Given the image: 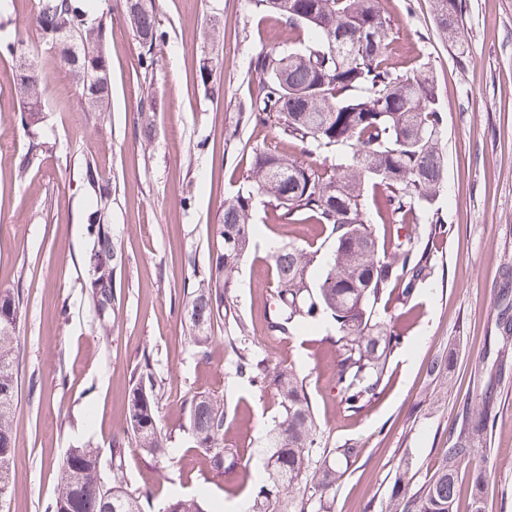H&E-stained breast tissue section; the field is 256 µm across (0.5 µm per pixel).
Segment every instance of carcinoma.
Segmentation results:
<instances>
[{"instance_id": "1", "label": "carcinoma", "mask_w": 512, "mask_h": 512, "mask_svg": "<svg viewBox=\"0 0 512 512\" xmlns=\"http://www.w3.org/2000/svg\"><path fill=\"white\" fill-rule=\"evenodd\" d=\"M251 8L272 12L288 31L313 32L298 47L263 48L251 59L256 75L246 120L272 123L281 136L304 152L345 151L351 164L327 172L304 164L287 152L253 149L247 171L251 193L224 199L215 225V255L195 275L186 293L189 339L205 356L212 344V326L226 309L224 297L248 252L255 227L253 197L268 199L288 224H318L336 234V245L324 276L316 286L307 270L317 252L294 241L281 243L272 255L275 289L265 315L270 336L331 317L338 327V354L330 368L336 398L356 415L381 393L385 365L403 338L383 329L376 308L400 289L404 299L413 295L430 268L429 254L418 246L410 225L417 213L428 214L430 230L443 224L432 209L443 184L444 118L438 108L433 71L422 68L402 74L392 58L394 42L390 18L380 0H248ZM134 40L149 46L139 53V65L153 69L157 49L164 44L156 0H121ZM461 0H429L436 30L463 58L468 45L462 38ZM33 21L41 40L53 45L60 28L71 32L78 56L60 51V62L74 75L79 94L96 102L99 120L108 119L109 89L102 79L108 64L103 42L108 26L103 18L88 22L75 0H38ZM336 55H331L330 44ZM92 52L84 54L83 46ZM16 70L15 89L22 100L20 125L29 141L20 169L31 167L43 152L44 101L32 96L33 87L46 92L24 42L0 45ZM83 182L94 192L95 221L90 250L88 288L98 316L112 310L113 273L123 262L112 227L110 179L90 158L84 161ZM372 198L376 212L398 217L388 240L389 254L368 224L365 200ZM19 295L0 291V503L9 512L14 488L11 467L16 436L13 417L19 397L15 352L20 323ZM498 333L484 339L483 358L471 399L459 405L445 446L435 449L433 471L415 483L413 463L400 462L391 484L386 512H455L459 470L479 457L482 465L470 471L467 512H488L487 483L494 461L484 447L494 423L496 386L512 366V292L500 294ZM236 354V372L261 391L276 396L281 418L263 443L266 480L255 490L247 512H331V493L357 461L355 442L327 448L307 397L305 385L293 368L270 367L236 336L227 337ZM153 359L143 355L138 379L128 392V443L140 452L161 457L168 438L159 419ZM224 400L201 393L190 400L192 447L208 457L211 466L229 470L235 455L224 447ZM123 449L115 450L112 481L105 480L94 448H70L59 466V483L48 512H146L151 493L125 490L119 476ZM166 512H202L194 498H174Z\"/></svg>"}]
</instances>
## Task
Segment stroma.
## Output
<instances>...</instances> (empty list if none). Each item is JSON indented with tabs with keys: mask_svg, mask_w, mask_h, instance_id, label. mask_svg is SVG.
Returning a JSON list of instances; mask_svg holds the SVG:
<instances>
[{
	"mask_svg": "<svg viewBox=\"0 0 512 512\" xmlns=\"http://www.w3.org/2000/svg\"><path fill=\"white\" fill-rule=\"evenodd\" d=\"M36 3L0 0V44L24 40L48 88L47 147L40 165L23 173L27 138L14 121L15 69L0 56V290L19 291L22 304L10 512H47L67 449H97L104 473H111L146 348L162 386L159 415L170 451L153 458L126 448L124 487L152 489L154 512L176 497L198 498L205 512L243 507L265 478L259 450L279 407L271 393L236 374L224 323L214 325L208 357L197 355L182 299L216 248L212 228L225 197L246 186L253 149L289 148L273 128L243 122L241 114L250 108L251 57L264 47H289L292 37L283 22L251 10L246 0H158L167 42L147 73L115 0H98L99 11L112 15L105 42L111 116L101 124L57 51L30 24ZM381 3L403 70L428 66L437 76L446 136L445 188L435 202L445 224L436 234L428 224L417 226L430 273L406 303L377 312L404 338L388 359L378 399L352 416L337 404L329 378L336 359L332 321L286 336L265 332L275 247L292 239L317 252L308 279L318 283L335 241L328 229L274 222L271 206L255 199L253 245L227 293L233 314L250 327L249 348L303 379L324 440L333 447L352 440L363 450L336 489L333 512H365L369 503L381 512L403 456L413 458L418 472L430 466L431 449L472 391L483 339L496 331L498 292L512 289V0H462L469 46L462 59L436 33L427 0ZM214 24L220 35L207 38ZM208 57L223 62L216 95L198 80ZM149 94L157 104L149 114L155 137L147 144L140 101ZM88 155L111 176L112 231L124 258L113 280V310L103 321L84 286L92 245V200L82 183ZM448 351L447 382L433 380L432 359ZM202 392L223 399L224 445L236 449L242 469H211L192 448L188 402ZM495 410L489 494L512 500V370L497 389Z\"/></svg>",
	"mask_w": 512,
	"mask_h": 512,
	"instance_id": "stroma-1",
	"label": "stroma"
}]
</instances>
